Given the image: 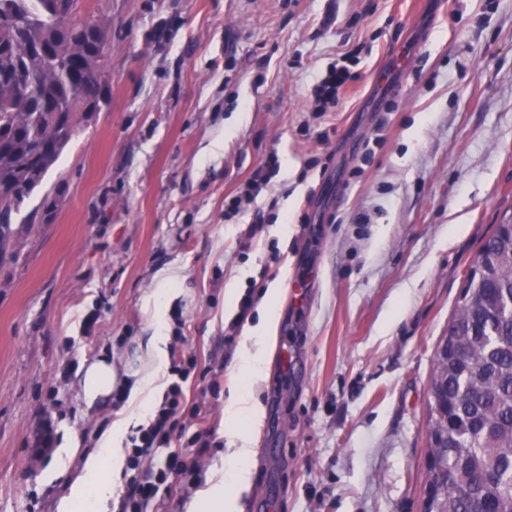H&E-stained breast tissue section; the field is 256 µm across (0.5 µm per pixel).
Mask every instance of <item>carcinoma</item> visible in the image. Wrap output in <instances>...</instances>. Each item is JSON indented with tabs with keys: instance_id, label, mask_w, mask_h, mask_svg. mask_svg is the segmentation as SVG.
<instances>
[{
	"instance_id": "cac0c4a2",
	"label": "carcinoma",
	"mask_w": 512,
	"mask_h": 512,
	"mask_svg": "<svg viewBox=\"0 0 512 512\" xmlns=\"http://www.w3.org/2000/svg\"><path fill=\"white\" fill-rule=\"evenodd\" d=\"M78 0H0V263L14 260L24 227L49 222L65 183L46 178L79 128L106 104L101 82L112 21ZM42 193L36 210L27 201ZM461 304L435 358L429 389L447 403L448 418L428 411V433L448 441L428 448L453 463L431 512H512V317L499 307L512 291V235L496 225L479 247Z\"/></svg>"
}]
</instances>
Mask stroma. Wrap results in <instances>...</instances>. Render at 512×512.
<instances>
[{"label": "stroma", "mask_w": 512, "mask_h": 512, "mask_svg": "<svg viewBox=\"0 0 512 512\" xmlns=\"http://www.w3.org/2000/svg\"><path fill=\"white\" fill-rule=\"evenodd\" d=\"M92 4L112 19L110 100L48 175L66 186L53 223L0 263V512H56L77 476L59 449L94 452L118 418L84 402V368L136 366L159 327L197 356L186 395L211 430L166 512H188L242 446L236 512H421L436 346L479 247L512 221V0ZM354 48L353 82L317 114L314 85ZM400 50L397 87H376ZM272 152L290 170L226 215ZM230 284L253 302L236 332ZM272 288L249 382L244 338ZM234 390L260 411L245 440L224 415ZM278 290L272 288L268 292V300L264 313V326L262 329L251 330L250 336H246L251 344V348L247 349L246 356L243 361V372L250 379H258L262 375L265 342L267 336L263 333L269 330L275 320V303Z\"/></svg>", "instance_id": "stroma-1"}]
</instances>
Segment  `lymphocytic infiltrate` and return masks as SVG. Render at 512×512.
<instances>
[{
  "mask_svg": "<svg viewBox=\"0 0 512 512\" xmlns=\"http://www.w3.org/2000/svg\"><path fill=\"white\" fill-rule=\"evenodd\" d=\"M355 57V51L344 53L343 64L332 65L315 85L316 111H327L339 103L340 91L352 80L347 63ZM197 364L198 359L194 356L171 364L173 382L165 402L154 410L148 425L139 428L132 436L130 463L133 474L120 501V512H163L164 499L172 490V479L187 470L186 457L207 447L209 430L200 429L189 436L177 420L183 403H186L184 386Z\"/></svg>",
  "mask_w": 512,
  "mask_h": 512,
  "instance_id": "lymphocytic-infiltrate-1",
  "label": "lymphocytic infiltrate"
}]
</instances>
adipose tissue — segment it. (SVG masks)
<instances>
[{
  "label": "adipose tissue",
  "mask_w": 512,
  "mask_h": 512,
  "mask_svg": "<svg viewBox=\"0 0 512 512\" xmlns=\"http://www.w3.org/2000/svg\"><path fill=\"white\" fill-rule=\"evenodd\" d=\"M165 344L162 334L148 338L144 353L150 364L132 375L126 418L116 420L111 430L99 439L96 453L85 458L81 474L74 481L70 494L59 501L57 512H100L103 502L111 497L121 476L122 450L118 442L126 420L145 417L163 388L156 366L166 355ZM119 378L120 374L110 358L103 357L93 362L80 381V393L86 404H94L99 398L109 396L117 387ZM249 456L247 448L232 449L227 473L212 481L193 499L189 512H231L240 495L250 487Z\"/></svg>",
  "instance_id": "adipose-tissue-1"
}]
</instances>
